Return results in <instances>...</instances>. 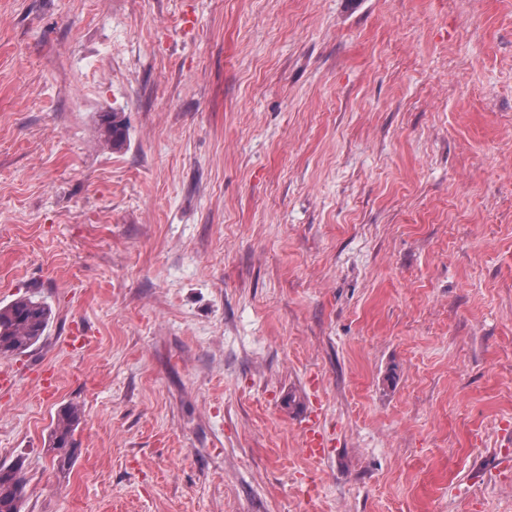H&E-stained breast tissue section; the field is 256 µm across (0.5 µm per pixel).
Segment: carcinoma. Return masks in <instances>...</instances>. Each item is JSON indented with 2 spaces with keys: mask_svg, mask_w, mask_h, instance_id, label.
Here are the masks:
<instances>
[{
  "mask_svg": "<svg viewBox=\"0 0 512 512\" xmlns=\"http://www.w3.org/2000/svg\"><path fill=\"white\" fill-rule=\"evenodd\" d=\"M99 134L114 150L127 141L128 130L120 112L101 115ZM48 304L33 296L17 298L0 306V355L20 354L44 336L50 323ZM80 421V410L69 405L58 414L52 430L53 448L62 452L61 461L73 459V435ZM26 500V479L19 466L0 465V512H21Z\"/></svg>",
  "mask_w": 512,
  "mask_h": 512,
  "instance_id": "carcinoma-1",
  "label": "carcinoma"
}]
</instances>
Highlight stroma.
Here are the masks:
<instances>
[{"instance_id": "stroma-1", "label": "stroma", "mask_w": 512, "mask_h": 512, "mask_svg": "<svg viewBox=\"0 0 512 512\" xmlns=\"http://www.w3.org/2000/svg\"><path fill=\"white\" fill-rule=\"evenodd\" d=\"M27 295L23 512H512V0H0ZM98 125L100 137L112 150H120L124 146L128 130L121 113L107 112L101 115ZM80 421V410L69 405L58 414L52 430L54 450L63 452L60 461L71 463L74 458L73 435ZM315 417L309 415L305 422L303 433H304V451L310 457H320L325 453L326 443L323 434L319 430Z\"/></svg>"}]
</instances>
